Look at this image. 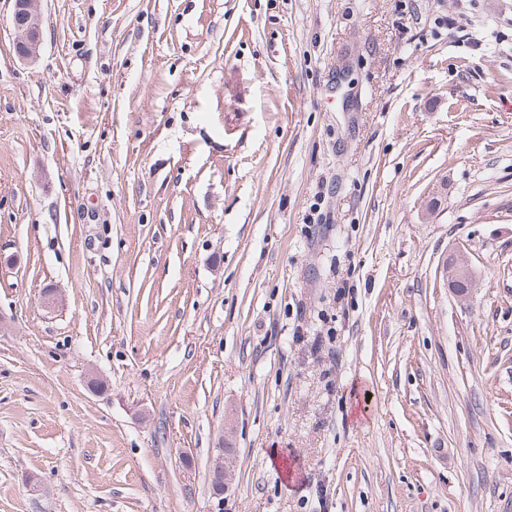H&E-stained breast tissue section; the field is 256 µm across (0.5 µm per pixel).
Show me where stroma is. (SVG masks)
Here are the masks:
<instances>
[{
	"label": "stroma",
	"mask_w": 512,
	"mask_h": 512,
	"mask_svg": "<svg viewBox=\"0 0 512 512\" xmlns=\"http://www.w3.org/2000/svg\"><path fill=\"white\" fill-rule=\"evenodd\" d=\"M39 7L25 62L0 0V512H512V0ZM440 275L447 288L458 297L466 298L475 287V276L468 258L462 252H454L442 263ZM224 448H217V453L212 466L213 490L214 494L221 495L228 491L234 479V473L231 469L232 458L236 453V448H232L224 442Z\"/></svg>",
	"instance_id": "stroma-1"
}]
</instances>
